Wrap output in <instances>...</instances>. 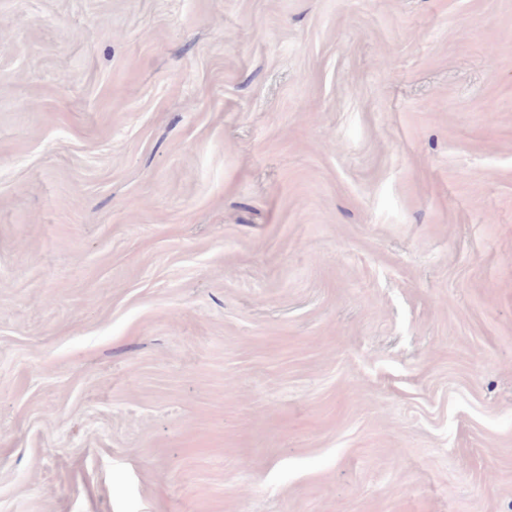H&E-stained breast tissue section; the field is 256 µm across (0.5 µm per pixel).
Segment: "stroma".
<instances>
[{
  "instance_id": "stroma-1",
  "label": "stroma",
  "mask_w": 512,
  "mask_h": 512,
  "mask_svg": "<svg viewBox=\"0 0 512 512\" xmlns=\"http://www.w3.org/2000/svg\"><path fill=\"white\" fill-rule=\"evenodd\" d=\"M0 512H512V0H0Z\"/></svg>"
}]
</instances>
